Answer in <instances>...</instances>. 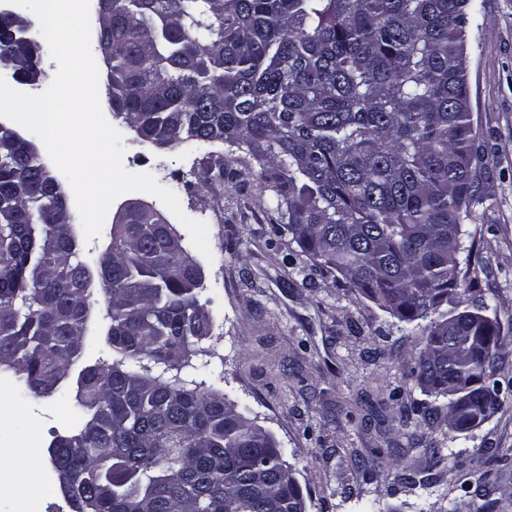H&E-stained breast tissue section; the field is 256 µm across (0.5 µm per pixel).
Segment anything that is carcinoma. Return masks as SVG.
Listing matches in <instances>:
<instances>
[{
    "instance_id": "1",
    "label": "carcinoma",
    "mask_w": 512,
    "mask_h": 512,
    "mask_svg": "<svg viewBox=\"0 0 512 512\" xmlns=\"http://www.w3.org/2000/svg\"><path fill=\"white\" fill-rule=\"evenodd\" d=\"M114 115L144 140L235 145L254 159L277 223L348 291L409 326L423 391L457 404L458 380L493 376L501 326L467 284L465 221L483 158L469 105L470 0H110ZM0 11V63L18 79L41 46ZM58 181L0 124V368L16 396L69 404L61 383L95 348L91 268L107 301L112 364L84 367L77 435L48 448L76 476L71 512H306L273 436L205 381L181 377L212 316L203 273L163 216L133 209L112 246L82 259ZM502 402L448 415L468 432Z\"/></svg>"
}]
</instances>
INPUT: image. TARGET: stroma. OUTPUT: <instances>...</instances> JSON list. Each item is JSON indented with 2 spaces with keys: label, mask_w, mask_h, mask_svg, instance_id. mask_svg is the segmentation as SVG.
I'll list each match as a JSON object with an SVG mask.
<instances>
[{
  "label": "stroma",
  "mask_w": 512,
  "mask_h": 512,
  "mask_svg": "<svg viewBox=\"0 0 512 512\" xmlns=\"http://www.w3.org/2000/svg\"><path fill=\"white\" fill-rule=\"evenodd\" d=\"M466 48L484 201L466 224L472 287L459 302L492 305L503 328L494 377L504 387L502 410L466 433L449 432L445 399L430 420L416 414L428 400L413 373L418 345L278 232L250 156L224 143L158 147L112 121L127 170L179 183L184 213L208 225L203 377L274 436L307 512H512V0H472ZM214 158L224 162L220 182ZM109 326L94 293L86 334L96 350L80 366L111 363ZM21 408L49 442L83 427L51 398Z\"/></svg>",
  "instance_id": "obj_1"
}]
</instances>
